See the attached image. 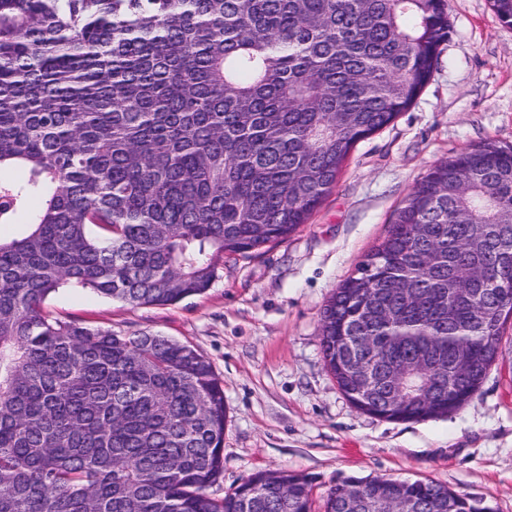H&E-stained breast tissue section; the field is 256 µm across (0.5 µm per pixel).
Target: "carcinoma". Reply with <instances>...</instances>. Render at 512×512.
I'll return each instance as SVG.
<instances>
[{
  "label": "carcinoma",
  "instance_id": "1",
  "mask_svg": "<svg viewBox=\"0 0 512 512\" xmlns=\"http://www.w3.org/2000/svg\"><path fill=\"white\" fill-rule=\"evenodd\" d=\"M512 26V0H491ZM446 0H0V512H313L258 471L216 500L227 411L211 363L160 334L53 319L90 289L175 304L226 255L285 241L351 150L407 111ZM512 318V146L448 157L324 308L326 368L358 410L448 415ZM323 512H494L429 479L350 477Z\"/></svg>",
  "mask_w": 512,
  "mask_h": 512
}]
</instances>
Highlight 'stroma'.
<instances>
[{
    "label": "stroma",
    "mask_w": 512,
    "mask_h": 512,
    "mask_svg": "<svg viewBox=\"0 0 512 512\" xmlns=\"http://www.w3.org/2000/svg\"><path fill=\"white\" fill-rule=\"evenodd\" d=\"M451 32L407 112L359 142L335 188L287 240L225 257L206 293L130 307L62 288L45 308L124 333L187 343L224 386V498L258 470L308 474L315 496L346 477L430 479L512 512V320L473 399L441 418L378 419L354 408L326 369L323 309L386 235L432 167L474 145H512V26L490 0H447Z\"/></svg>",
    "instance_id": "35a3bbf8"
}]
</instances>
